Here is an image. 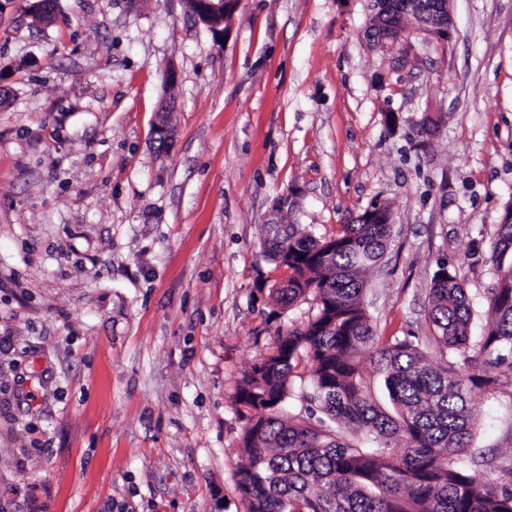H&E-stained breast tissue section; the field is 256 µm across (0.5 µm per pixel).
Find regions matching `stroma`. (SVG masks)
<instances>
[{
  "label": "stroma",
  "instance_id": "35a3bbf8",
  "mask_svg": "<svg viewBox=\"0 0 512 512\" xmlns=\"http://www.w3.org/2000/svg\"><path fill=\"white\" fill-rule=\"evenodd\" d=\"M31 2L0 0V512H246L237 386L316 312L271 297L272 221L329 237L380 200L377 333L429 335L447 261L479 346L512 206V0H451V43L395 45L369 0H240L219 32L183 0H56L38 25ZM470 405L499 483L512 373Z\"/></svg>",
  "mask_w": 512,
  "mask_h": 512
}]
</instances>
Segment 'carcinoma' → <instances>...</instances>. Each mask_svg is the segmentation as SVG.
Here are the masks:
<instances>
[{"instance_id": "cac0c4a2", "label": "carcinoma", "mask_w": 512, "mask_h": 512, "mask_svg": "<svg viewBox=\"0 0 512 512\" xmlns=\"http://www.w3.org/2000/svg\"><path fill=\"white\" fill-rule=\"evenodd\" d=\"M389 224H344L330 238L331 251L301 232L284 238L288 278L273 296L281 308L306 295L317 312L306 324L277 336L269 353L245 373L235 403L250 414L242 437L244 463L236 488L246 512H512V482L484 481L461 459L476 426L473 387L490 388L512 373V223L496 225L490 259L498 273L486 295L483 361L471 354V308L464 278L443 262L433 273L427 318L431 336H380L363 301L365 271L384 256ZM369 354L392 410L374 399L360 355ZM311 363L313 412L286 416L295 370ZM474 368L463 372V367ZM355 426L358 439L340 434ZM403 444L396 453L392 444Z\"/></svg>"}]
</instances>
